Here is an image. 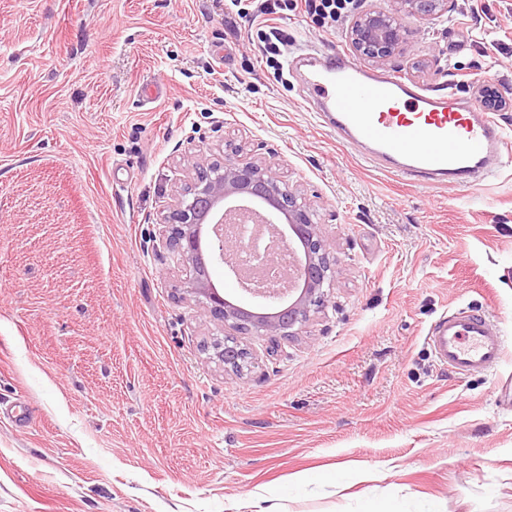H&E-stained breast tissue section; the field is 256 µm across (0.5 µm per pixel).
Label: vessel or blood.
<instances>
[{
	"instance_id": "1",
	"label": "vessel or blood",
	"mask_w": 512,
	"mask_h": 512,
	"mask_svg": "<svg viewBox=\"0 0 512 512\" xmlns=\"http://www.w3.org/2000/svg\"><path fill=\"white\" fill-rule=\"evenodd\" d=\"M287 69L304 70L322 126L363 159L409 180L473 188L496 177L497 162L512 156V137L447 88L424 94L398 76L368 74L343 52L328 54L312 43L288 60ZM426 341L440 365L459 375L495 368L504 351L489 319L464 310L436 320Z\"/></svg>"
}]
</instances>
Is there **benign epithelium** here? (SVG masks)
<instances>
[{
	"mask_svg": "<svg viewBox=\"0 0 512 512\" xmlns=\"http://www.w3.org/2000/svg\"><path fill=\"white\" fill-rule=\"evenodd\" d=\"M390 10L366 8L354 15L348 29L352 52L376 65L388 63L407 39L403 19L417 16L436 20L448 13L449 0H392ZM242 149L225 144L223 155L211 162L194 161L190 182L168 203L163 216L166 245L176 252L189 276L175 289L180 298H189L216 321L224 336L210 343L224 371L243 375L251 365V354L236 333L250 331L274 342L279 336H293L311 316L326 308L336 275V243L326 237L314 221L312 204L290 188L274 163L241 158ZM243 223L254 220L269 228L282 242L288 236L300 244L301 271L291 284L281 288L241 284L253 298L273 305L270 311L233 303L219 294L208 273L198 270L202 229L206 224ZM244 243L215 232L210 251L215 260L237 272Z\"/></svg>",
	"mask_w": 512,
	"mask_h": 512,
	"instance_id": "1",
	"label": "benign epithelium"
}]
</instances>
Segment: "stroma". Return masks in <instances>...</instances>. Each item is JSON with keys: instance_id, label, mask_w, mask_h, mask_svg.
Instances as JSON below:
<instances>
[{"instance_id": "stroma-1", "label": "stroma", "mask_w": 512, "mask_h": 512, "mask_svg": "<svg viewBox=\"0 0 512 512\" xmlns=\"http://www.w3.org/2000/svg\"><path fill=\"white\" fill-rule=\"evenodd\" d=\"M349 24L255 0H0V512H512V164L429 189L358 159L282 72L303 42L348 50ZM406 26L384 72L490 88L512 134V0ZM229 141L278 162L338 258L299 335L274 353L241 335L240 378L157 249L186 155ZM461 309L502 328L496 371L433 356L429 328Z\"/></svg>"}]
</instances>
